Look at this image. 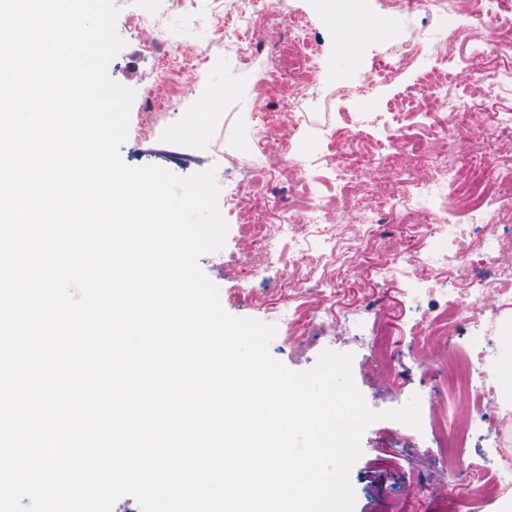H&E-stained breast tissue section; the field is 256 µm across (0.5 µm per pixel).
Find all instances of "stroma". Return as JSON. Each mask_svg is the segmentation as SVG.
I'll return each mask as SVG.
<instances>
[{"label":"stroma","instance_id":"1","mask_svg":"<svg viewBox=\"0 0 512 512\" xmlns=\"http://www.w3.org/2000/svg\"><path fill=\"white\" fill-rule=\"evenodd\" d=\"M283 2L306 17L309 35L322 50L325 69L335 70L342 32L323 24L317 0ZM113 3L119 11L117 31L125 46L110 61L108 73L135 92L128 137L120 148L122 159L132 166L154 165L179 176L212 168L221 191L233 188L232 174L261 164L260 158L247 149L246 121L256 96L254 87L263 78L264 52H256L250 63L241 64L228 48L217 45L201 81L192 87L177 88L172 107L158 113L146 130L142 127L149 109L145 93L158 77L155 59L144 56L140 41L128 30L127 19L135 8L133 0H113ZM148 7L159 26L175 36L174 42L156 44L157 57L173 52L176 46H187L205 38L203 29L187 21L180 0H150ZM382 18L395 36L420 28L433 44L425 56L404 69L393 83L374 87L373 103H394L421 74L435 66L459 69L469 55L465 42L452 40L451 32L457 25L473 26V19L463 18L454 24L448 18L424 11L392 10L383 11ZM228 83L238 88L229 97L224 94ZM373 103L342 100L336 93L335 79L320 83L305 134L292 143L291 152L314 151L327 133L351 121L363 122L370 135L382 134V126L374 120ZM227 223L224 247L203 255L200 265L217 285L221 303L229 314L274 323V316L266 309L256 308L251 299L260 295L268 306L278 305L287 286L276 276L253 278L229 267L231 256L237 252L238 232L235 218H228ZM376 264L375 250L366 249L360 259L358 281L344 283L338 291L336 312L353 316V325L338 331L316 320L299 335L281 327L270 351L294 370L311 368L327 349L352 353L354 381L369 408L377 412L400 407L412 395L420 396L421 430L387 419L376 421L366 429L361 441L362 455L350 472L355 492L354 512H460L456 496L448 492L449 482L463 485L470 472L489 471L496 449H512V427L501 430L489 416H478L463 448L462 469H448L440 441L439 375L436 366L420 361L410 333L421 311L439 315L445 309L446 298L437 292L424 296L421 303H413L406 296V284L377 282ZM381 327L391 333L390 344L382 356L365 344L366 337Z\"/></svg>","mask_w":512,"mask_h":512}]
</instances>
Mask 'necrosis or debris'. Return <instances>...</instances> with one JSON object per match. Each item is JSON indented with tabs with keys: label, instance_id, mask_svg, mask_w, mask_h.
<instances>
[{
	"label": "necrosis or debris",
	"instance_id": "4bbe7bcc",
	"mask_svg": "<svg viewBox=\"0 0 512 512\" xmlns=\"http://www.w3.org/2000/svg\"><path fill=\"white\" fill-rule=\"evenodd\" d=\"M428 11L454 18L463 14L478 21L481 48L467 66L455 72L425 74L394 104L390 124L379 138L359 128L333 130L322 156L336 182L330 196L314 193L308 157L289 153L285 143L304 128L312 90L323 70L320 49L308 36L299 15L279 7L278 0H225L222 9L195 19L208 33L206 46L177 49L163 64L164 78L148 92L150 108L169 107L172 98L166 75L180 83H196L210 61V45L233 47L239 61L251 59L257 47L268 48L265 76L253 107L254 127L249 142L262 158L260 167L244 172L224 198V206L239 220V268L252 270L256 251L279 240L288 254L280 274L288 285L279 322L297 333L311 319L336 320L334 288L350 279L358 256L367 245L377 248L379 281L403 279L420 286L438 281L449 297L440 316L421 312L414 328L421 358L435 360L444 377L447 402L441 411L448 464H462L465 433L474 415L493 401L497 384L488 360L497 358L498 345L476 343L473 356L451 350L448 339L463 320L495 327L502 305L512 301V236L499 233L512 217V168L496 158L512 157V113L496 117L475 111L465 97L473 92L495 100L512 72L487 70L486 53L512 58V0H420ZM289 45L298 65L285 69L279 49ZM417 38L392 43L386 55L374 58L361 77L338 76V92L364 100L372 88L395 80L402 69L424 51ZM390 173L391 185L383 207L365 204V183ZM289 178L300 193L291 205L268 198L267 186ZM396 224H414L440 245L428 259L386 243L380 236L383 217ZM480 224L484 232L472 237ZM481 263L494 270L490 282L470 280L466 272Z\"/></svg>",
	"mask_w": 512,
	"mask_h": 512
}]
</instances>
